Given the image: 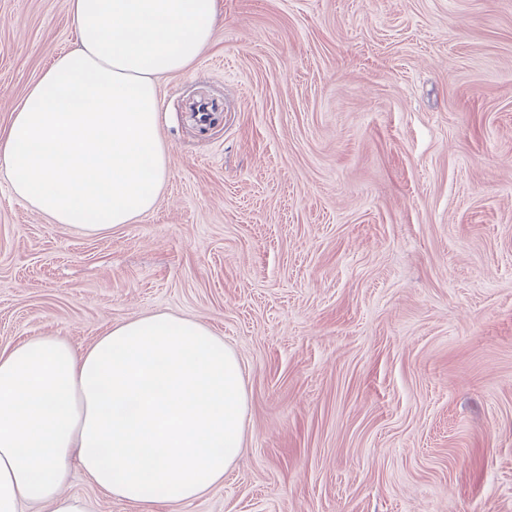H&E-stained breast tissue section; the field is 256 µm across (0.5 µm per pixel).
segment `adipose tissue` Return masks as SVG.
<instances>
[{
	"mask_svg": "<svg viewBox=\"0 0 512 512\" xmlns=\"http://www.w3.org/2000/svg\"><path fill=\"white\" fill-rule=\"evenodd\" d=\"M73 48L0 132L15 197L87 233L153 211L167 176L159 77L211 42L216 0H65ZM236 353L205 324L167 313L111 324L84 350L44 335L0 352V512L63 495L71 462L99 490L151 512L223 482L244 443Z\"/></svg>",
	"mask_w": 512,
	"mask_h": 512,
	"instance_id": "adipose-tissue-1",
	"label": "adipose tissue"
}]
</instances>
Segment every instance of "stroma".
Listing matches in <instances>:
<instances>
[{
    "label": "stroma",
    "instance_id": "35a3bbf8",
    "mask_svg": "<svg viewBox=\"0 0 512 512\" xmlns=\"http://www.w3.org/2000/svg\"><path fill=\"white\" fill-rule=\"evenodd\" d=\"M218 9L158 82L152 212L87 234L0 173V351L154 313L223 337L243 451L154 512H512V0ZM71 43L64 0H0V129Z\"/></svg>",
    "mask_w": 512,
    "mask_h": 512
}]
</instances>
